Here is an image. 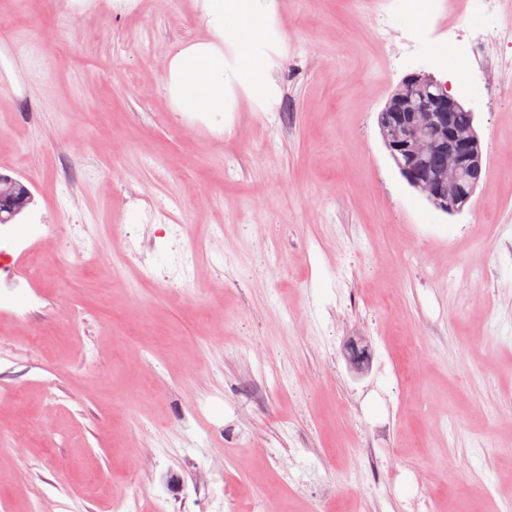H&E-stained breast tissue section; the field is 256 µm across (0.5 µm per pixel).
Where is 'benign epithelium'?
Masks as SVG:
<instances>
[{
	"label": "benign epithelium",
	"instance_id": "1",
	"mask_svg": "<svg viewBox=\"0 0 512 512\" xmlns=\"http://www.w3.org/2000/svg\"><path fill=\"white\" fill-rule=\"evenodd\" d=\"M416 92L423 96V103L417 107L412 105ZM460 106L462 102L448 94L447 86L424 71L415 70L402 79L384 109L385 123L394 120L401 125L400 136L384 141L392 155L401 154L407 162L418 164L434 154H444L445 166L434 175L421 180L407 173L404 177L410 187L445 213L461 210L484 179L483 156L477 150L479 137L474 123L466 127L448 126V109ZM465 174L471 178L468 188L448 199L441 192V184L446 180L457 181ZM0 200L20 203L16 209L19 213L30 204L31 194L18 192L17 182L4 178L0 180Z\"/></svg>",
	"mask_w": 512,
	"mask_h": 512
}]
</instances>
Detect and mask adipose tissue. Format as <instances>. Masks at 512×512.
I'll list each match as a JSON object with an SVG mask.
<instances>
[{
    "label": "adipose tissue",
    "mask_w": 512,
    "mask_h": 512,
    "mask_svg": "<svg viewBox=\"0 0 512 512\" xmlns=\"http://www.w3.org/2000/svg\"><path fill=\"white\" fill-rule=\"evenodd\" d=\"M273 0H202L209 36L193 42L170 60L165 91L175 111L204 117L224 128L231 81L242 83L255 98L273 94L269 67L262 56L270 41L267 17ZM232 44L235 56L224 55Z\"/></svg>",
    "instance_id": "obj_1"
}]
</instances>
